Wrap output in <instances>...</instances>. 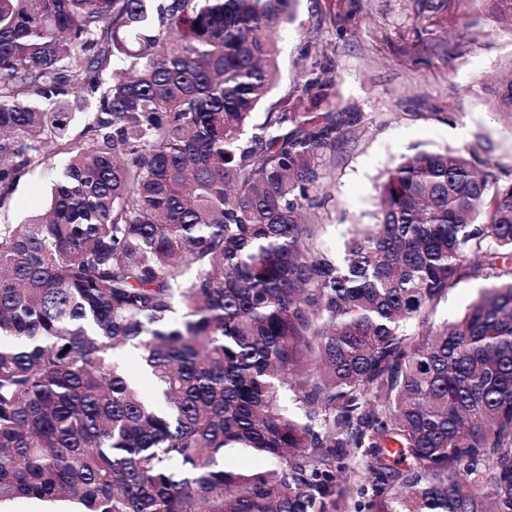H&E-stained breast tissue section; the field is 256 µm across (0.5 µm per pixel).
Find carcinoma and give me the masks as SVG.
Segmentation results:
<instances>
[{
	"mask_svg": "<svg viewBox=\"0 0 512 512\" xmlns=\"http://www.w3.org/2000/svg\"><path fill=\"white\" fill-rule=\"evenodd\" d=\"M292 2L0 0V209L68 159L46 214L0 224V502L340 512L355 448L370 512H512V182L416 152L343 260L322 253L304 210L361 114L253 123ZM493 95L512 118V75ZM467 278L490 286L431 324ZM117 359L121 362L127 373L132 378H138L139 387L143 396L149 400H154L157 396L153 382L149 378H142L140 363L137 359L131 358L127 349L117 351Z\"/></svg>",
	"mask_w": 512,
	"mask_h": 512,
	"instance_id": "1",
	"label": "carcinoma"
}]
</instances>
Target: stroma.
<instances>
[{
	"label": "stroma",
	"instance_id": "1",
	"mask_svg": "<svg viewBox=\"0 0 512 512\" xmlns=\"http://www.w3.org/2000/svg\"><path fill=\"white\" fill-rule=\"evenodd\" d=\"M279 75L267 101L291 112H358L325 157L326 199L312 209L324 247L341 253L354 225L371 224L388 170L421 150L458 151L499 183L512 181V118L490 91L512 61V29L479 0L416 17L412 0H298L278 31ZM51 199L48 175H24L0 224H22ZM451 288L430 319L458 318L485 288Z\"/></svg>",
	"mask_w": 512,
	"mask_h": 512
}]
</instances>
